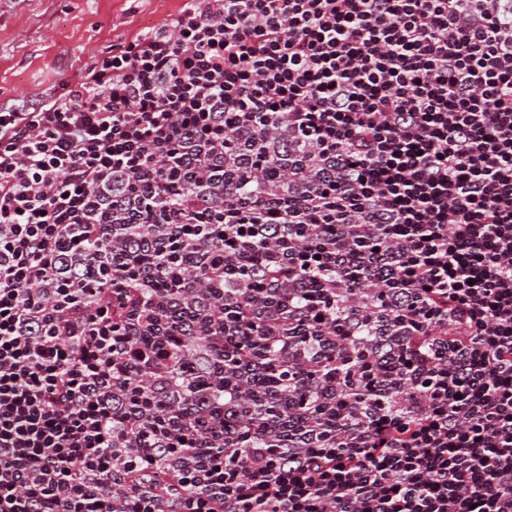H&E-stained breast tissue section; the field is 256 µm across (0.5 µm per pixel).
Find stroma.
<instances>
[{"label": "stroma", "instance_id": "stroma-1", "mask_svg": "<svg viewBox=\"0 0 512 512\" xmlns=\"http://www.w3.org/2000/svg\"><path fill=\"white\" fill-rule=\"evenodd\" d=\"M182 0H0V106H29L75 81L118 39L167 22Z\"/></svg>", "mask_w": 512, "mask_h": 512}]
</instances>
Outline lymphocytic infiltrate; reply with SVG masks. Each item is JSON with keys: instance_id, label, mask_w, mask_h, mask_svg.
Listing matches in <instances>:
<instances>
[{"instance_id": "f902f5d3", "label": "lymphocytic infiltrate", "mask_w": 512, "mask_h": 512, "mask_svg": "<svg viewBox=\"0 0 512 512\" xmlns=\"http://www.w3.org/2000/svg\"><path fill=\"white\" fill-rule=\"evenodd\" d=\"M0 512H512V0H183L0 109Z\"/></svg>"}]
</instances>
